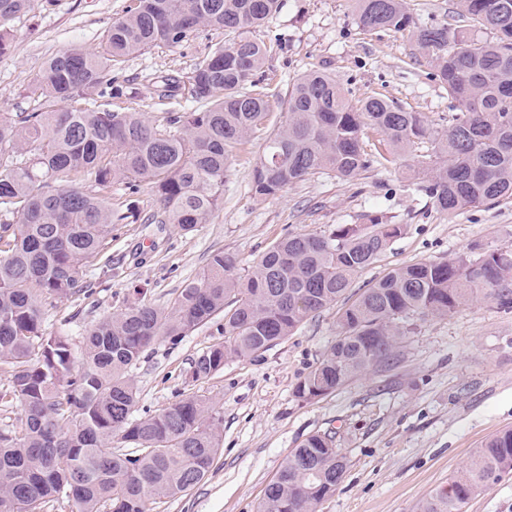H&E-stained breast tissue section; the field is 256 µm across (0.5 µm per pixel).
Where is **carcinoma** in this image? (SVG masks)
<instances>
[{
    "label": "carcinoma",
    "mask_w": 512,
    "mask_h": 512,
    "mask_svg": "<svg viewBox=\"0 0 512 512\" xmlns=\"http://www.w3.org/2000/svg\"><path fill=\"white\" fill-rule=\"evenodd\" d=\"M469 28L420 25L405 0H359L365 31L415 30L435 77L457 102L448 127L382 96L352 102L319 70L293 83L287 118L266 137L252 192L272 198L329 171L350 181L390 158L416 154L424 180L413 189L452 217L512 200V0H460ZM32 0H0V26ZM281 0H134L112 20L101 50L57 55L29 93L43 111L0 114V363L10 367L0 406L18 404L20 424L0 429V512H46L62 497L75 512H151L204 480L221 452L222 422L193 392L160 413L133 417L129 377L162 338L186 336L220 319L224 339L190 366L188 387L231 359L255 356L336 304L337 336L294 386L312 402L395 358L415 322L444 318L481 300L512 311V249L460 254L398 266L351 292L404 225L381 212L273 243L245 271L235 255L214 252L203 277L173 304L132 306L95 324L79 349L43 328L50 299L91 292L88 268L112 241V189L132 196L151 186L152 219L189 233L224 199V176L240 146L261 130L270 104L254 76L267 46L250 36ZM199 27L224 32L170 97L196 104L156 125L140 112L91 109L113 97L108 71L151 47L177 45ZM380 136L370 141L369 132ZM135 448L137 454L122 453ZM346 458L327 433L307 437L268 484L255 512H315L336 491ZM512 474V429L489 437L470 462L416 507L463 512L489 485Z\"/></svg>",
    "instance_id": "obj_1"
}]
</instances>
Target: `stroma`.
<instances>
[{
    "mask_svg": "<svg viewBox=\"0 0 512 512\" xmlns=\"http://www.w3.org/2000/svg\"><path fill=\"white\" fill-rule=\"evenodd\" d=\"M132 0H53L4 25L10 40L0 55V113L41 111L28 83L51 57L98 50L113 18ZM416 22L465 25L458 0H406ZM358 0H282L280 9L253 37L268 54L258 77L272 110L263 129L231 161L224 200L210 223L183 233L173 224L150 223L158 205L149 186L136 196L141 219L112 226V271L89 268L91 298L55 300L44 328L80 341L91 325L144 302L167 306L190 281L200 279L213 252L234 254L248 267L269 245L288 234L358 224L367 211H384L404 225L381 258L356 278L364 285L391 268L439 261L471 251L512 249V201L447 216L432 198L413 191V157L371 168L351 181L318 173L281 195L260 199L251 191L252 171L268 130L286 115L280 108L297 78L313 70L335 76L352 100L379 95L429 123L444 126L457 103L434 77L412 31L358 28ZM222 31L202 27L175 46L159 45L130 56L112 74L122 89L110 108L133 109L163 121L186 112L182 98L162 102L164 79H188ZM336 312L307 320L262 355L225 363L197 383L222 420L223 449L208 478L188 492L157 501L153 512H254L267 484L287 456L314 433H329L346 456L335 493L316 512H414L432 490L470 460L492 434L512 428V312L485 301L444 319L417 321L399 355L354 378L327 397L303 402L296 382L334 341ZM216 323L178 340L163 338L142 354L130 375L139 391L136 416L154 415L180 398L191 362L220 341Z\"/></svg>",
    "mask_w": 512,
    "mask_h": 512,
    "instance_id": "stroma-1",
    "label": "stroma"
}]
</instances>
